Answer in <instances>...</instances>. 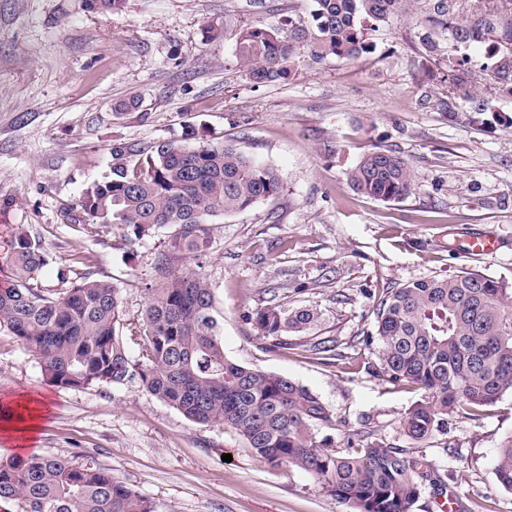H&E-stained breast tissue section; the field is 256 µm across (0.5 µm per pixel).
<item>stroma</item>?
Returning <instances> with one entry per match:
<instances>
[{"label":"stroma","instance_id":"35a3bbf8","mask_svg":"<svg viewBox=\"0 0 512 512\" xmlns=\"http://www.w3.org/2000/svg\"><path fill=\"white\" fill-rule=\"evenodd\" d=\"M310 0H0V240L26 225L50 257L39 283L61 292L85 267L116 285L126 320L137 325L164 233L131 243L123 228L74 224L67 212L111 164L114 141L180 139L232 144L273 165L282 190L216 219L206 256L186 268L209 283L225 356L284 375L316 393L334 423L318 438L333 448L360 437L407 449L445 486H423L413 512H512L495 465L512 437V393L477 416H449L423 442L401 421L425 393L383 374L373 335L377 302L409 280L476 269L512 289V96H497L485 49H465L480 95L495 94L502 122L456 119L433 104L447 95L448 57L417 38L424 13L395 17L365 37L372 52L319 66L297 63L287 79L250 83L235 57L243 23L307 13ZM220 25L214 40L205 22ZM432 103H423L424 95ZM136 96L139 110L114 115ZM392 149L414 189L385 203L353 191L348 173L373 147ZM495 234L499 252L473 258L470 237ZM278 298L310 308L317 322L278 348L254 313ZM338 340L321 361L311 344ZM21 393L48 407L33 450L82 455L156 501L162 512H352L297 467L258 457L234 429L186 420L143 389H65L47 382L38 360L0 327V402ZM231 462H224V455Z\"/></svg>","mask_w":512,"mask_h":512}]
</instances>
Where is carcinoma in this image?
<instances>
[{
    "mask_svg": "<svg viewBox=\"0 0 512 512\" xmlns=\"http://www.w3.org/2000/svg\"><path fill=\"white\" fill-rule=\"evenodd\" d=\"M428 2L425 52L486 44L491 77L512 95V51L491 41H512L491 13L468 21L452 17V0H311L307 14L291 13L275 25L241 27L236 58L254 85L275 82L299 61L321 65L352 60L369 51L365 31L376 30ZM465 58L449 62L450 95L437 109L451 114L456 101L470 104L484 121H499L491 101L472 88ZM110 171L88 184L75 206V224H120L132 241L168 229L146 288L140 352L132 358L122 334L123 301L112 282L87 271L71 286L48 295L38 279L48 265L41 241L22 224L11 228L0 258L9 279L0 283V325L35 356L58 387L137 386L187 420L233 427L271 465L289 464L322 481L354 512H413L423 482L443 484L418 468L407 450L376 442L338 451L316 431L332 423L323 401L282 375L249 368L224 355L213 314L211 288L182 267L210 250V224L246 211L280 193L277 170L231 145L192 147L179 140L146 145L115 142ZM349 186L377 201L399 202L413 189V174L398 153L374 148L348 173ZM311 309L273 303L255 313V324L276 346L288 347L314 323ZM375 336L383 373L395 383L424 390L401 423L404 435L421 442L439 432L454 412L495 404L512 391V294L477 270L440 278H416L380 298ZM335 340L311 346L322 360L336 358ZM495 473L512 493V438L501 445ZM21 499L25 512H158V505L77 456L32 453L0 459V500Z\"/></svg>",
    "mask_w": 512,
    "mask_h": 512,
    "instance_id": "cac0c4a2",
    "label": "carcinoma"
}]
</instances>
